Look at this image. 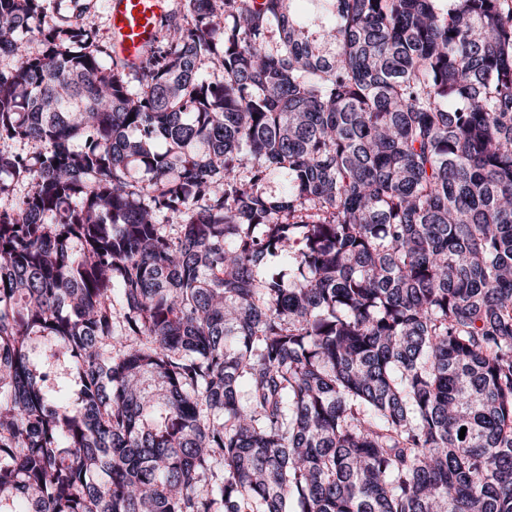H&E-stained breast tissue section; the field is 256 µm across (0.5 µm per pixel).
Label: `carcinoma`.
I'll return each instance as SVG.
<instances>
[{"label":"carcinoma","instance_id":"carcinoma-1","mask_svg":"<svg viewBox=\"0 0 512 512\" xmlns=\"http://www.w3.org/2000/svg\"><path fill=\"white\" fill-rule=\"evenodd\" d=\"M0 512H512V3L0 0ZM98 14V38L102 44L109 41L112 55L128 69L138 67L153 42L157 22L165 13V0H92ZM96 1V2H95ZM128 28V31H125Z\"/></svg>","mask_w":512,"mask_h":512}]
</instances>
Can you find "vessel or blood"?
<instances>
[{"label": "vessel or blood", "mask_w": 512, "mask_h": 512, "mask_svg": "<svg viewBox=\"0 0 512 512\" xmlns=\"http://www.w3.org/2000/svg\"><path fill=\"white\" fill-rule=\"evenodd\" d=\"M166 0H110L112 55L127 68L138 67L153 42Z\"/></svg>", "instance_id": "obj_1"}]
</instances>
